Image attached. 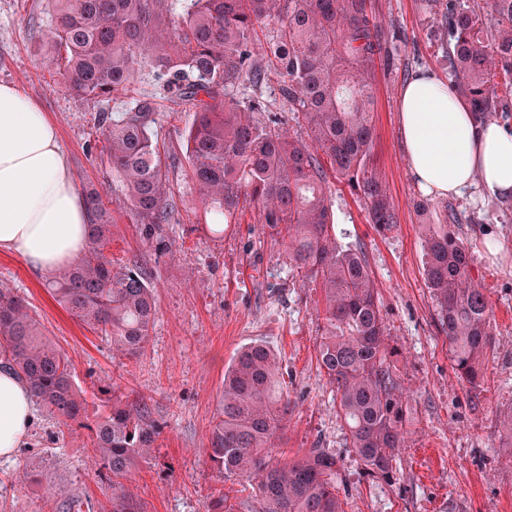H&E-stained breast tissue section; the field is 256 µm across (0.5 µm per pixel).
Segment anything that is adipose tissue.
Returning a JSON list of instances; mask_svg holds the SVG:
<instances>
[{
    "instance_id": "adipose-tissue-1",
    "label": "adipose tissue",
    "mask_w": 512,
    "mask_h": 512,
    "mask_svg": "<svg viewBox=\"0 0 512 512\" xmlns=\"http://www.w3.org/2000/svg\"><path fill=\"white\" fill-rule=\"evenodd\" d=\"M399 127L416 186L454 199L478 186L484 199L512 197V133L480 125L469 104L433 72L402 87ZM91 215L56 124L18 87L0 84V252L42 273L80 256ZM33 423L29 389L0 369V455L21 447Z\"/></svg>"
}]
</instances>
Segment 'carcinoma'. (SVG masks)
Segmentation results:
<instances>
[{
  "label": "carcinoma",
  "instance_id": "obj_1",
  "mask_svg": "<svg viewBox=\"0 0 512 512\" xmlns=\"http://www.w3.org/2000/svg\"><path fill=\"white\" fill-rule=\"evenodd\" d=\"M55 22L44 42L59 82L79 97L131 99L117 116L102 114L103 151L127 192L144 238H162L170 218L168 165L153 136L159 103L139 92L137 60L150 55L156 79L195 112L186 141L192 176L217 224L245 209L288 245L291 261L323 295L317 360L335 386L349 447L368 476L393 479L402 447L404 393L394 374L386 325L362 248L336 241L328 173L367 205L369 223H399L373 161L372 73L398 33L372 16L370 0H53ZM427 0L439 15L452 85L477 122L512 112V0ZM279 24L262 44L258 28ZM266 54L267 66L256 57ZM281 79L288 111L301 114L306 136L291 137L266 115L254 93L266 72ZM92 213L84 255L56 272L57 301L90 330L131 357L146 348L157 305L139 261L116 266L108 247L112 215L102 194L84 189ZM463 218L448 210L425 225L424 275L436 302L453 368L476 389L491 348V306L472 277L473 246L448 232ZM22 378L56 424L91 432L93 451L111 489L103 512H141L128 481L149 460L160 426L138 402L112 404L85 422L86 399L68 354L48 342L24 299L0 284V364ZM280 364L263 343L242 349L224 371L208 457L221 478L239 477L252 493L234 503L221 496L208 512H345L336 476L339 460L322 448L298 459L277 458L288 420Z\"/></svg>",
  "mask_w": 512,
  "mask_h": 512
}]
</instances>
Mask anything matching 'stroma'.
<instances>
[{
	"mask_svg": "<svg viewBox=\"0 0 512 512\" xmlns=\"http://www.w3.org/2000/svg\"><path fill=\"white\" fill-rule=\"evenodd\" d=\"M384 29L400 32L390 43L392 68L373 72V159L386 180L399 222L369 223L364 200L332 182L336 235L361 243L378 288L387 342L401 384L404 442L393 461V481L367 476L337 416L336 391L317 363L322 307L320 287L293 266L285 243L271 237L253 210L214 231L210 208L185 158L194 112L172 98L162 101L154 134L169 169L173 211L165 225L166 249L145 240L126 204L125 190L102 153L98 116L121 102L80 98L54 84L41 34L54 21L52 0H0V83L35 98L55 122L77 186H96L110 202L116 261L139 259L150 272L158 317L144 353L113 351L84 328L49 293L44 276L16 256L0 253V284L25 299L43 336L72 360L75 383L90 418L107 414L113 400L144 401L160 433L151 459L132 477L143 512H207L224 494L240 496L245 481L218 477L205 453L225 368L244 347L269 346L278 356L290 407L281 460L322 448L341 461L336 479L346 512H512V448L504 447L502 416L512 410V200L455 201L469 222L450 225L474 247L472 274L491 305L492 349L480 388L462 382L449 359L423 269L425 225L443 202L431 199L418 213L415 187L401 145L397 97L421 69L447 76L429 38L424 0H371ZM498 242V253L484 244ZM110 495L93 461L88 429L59 430L43 408L22 448L0 456V512H101Z\"/></svg>",
	"mask_w": 512,
	"mask_h": 512,
	"instance_id": "1",
	"label": "stroma"
}]
</instances>
